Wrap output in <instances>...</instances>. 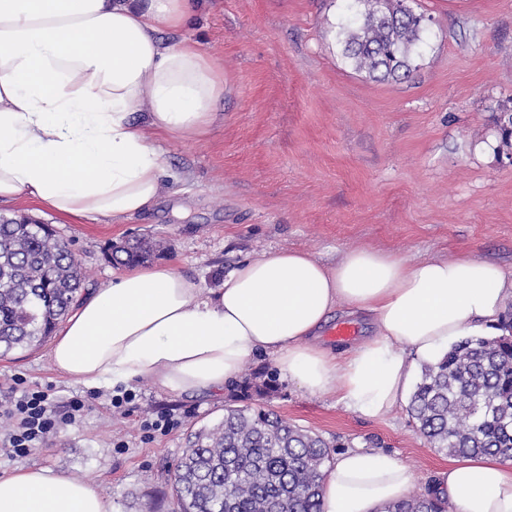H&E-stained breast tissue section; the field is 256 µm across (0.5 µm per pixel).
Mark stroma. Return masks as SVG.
<instances>
[{
	"label": "stroma",
	"mask_w": 512,
	"mask_h": 512,
	"mask_svg": "<svg viewBox=\"0 0 512 512\" xmlns=\"http://www.w3.org/2000/svg\"><path fill=\"white\" fill-rule=\"evenodd\" d=\"M428 17L416 69L398 80L356 72L338 32L351 0H202L181 38L224 67V98L209 135L160 143L163 192L151 210L121 221H65L27 198L0 216L50 225L74 253L83 291L121 268L113 248L166 239L150 257L218 287L237 262L301 249L327 262L372 246L411 261L472 255L512 272V161L499 154L498 107L512 108V0H410ZM52 386L92 407L27 457L0 451V475L19 466L93 481L112 512H176L172 471L191 430L228 406L261 404L288 423L339 441L375 446L412 470V490L433 487L448 455L421 437L406 407L372 419L346 411L336 393L313 396L256 355L223 397L135 384L139 410L110 405L113 388L59 375L47 346L0 357V399L12 376ZM274 380L268 394L258 387ZM167 412L180 425L143 438V418Z\"/></svg>",
	"instance_id": "obj_1"
}]
</instances>
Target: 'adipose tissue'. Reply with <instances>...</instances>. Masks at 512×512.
<instances>
[{"mask_svg":"<svg viewBox=\"0 0 512 512\" xmlns=\"http://www.w3.org/2000/svg\"><path fill=\"white\" fill-rule=\"evenodd\" d=\"M198 0H0V203L24 196L64 218L150 209L161 139L205 137L224 69L187 40H165ZM512 275L471 256L410 263L359 247L327 264L280 249L244 260L206 291L168 265L135 267L92 291L51 342L55 370L90 388L150 381L169 394L220 397L246 359L271 357L312 395L387 417L415 359L497 318ZM369 313L374 334L339 356L318 341L337 306ZM409 466L376 448L337 453L322 512H385L408 496ZM454 512H512V459L449 460L435 484ZM0 512H112L89 481L19 467L0 476Z\"/></svg>","mask_w":512,"mask_h":512,"instance_id":"1","label":"adipose tissue"}]
</instances>
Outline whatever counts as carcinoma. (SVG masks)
I'll list each match as a JSON object with an SVG mask.
<instances>
[{"instance_id":"obj_1","label":"carcinoma","mask_w":512,"mask_h":512,"mask_svg":"<svg viewBox=\"0 0 512 512\" xmlns=\"http://www.w3.org/2000/svg\"><path fill=\"white\" fill-rule=\"evenodd\" d=\"M353 29L341 28L343 54L373 79L415 65L428 18L406 15L400 0H356ZM166 248L137 242L121 252L136 265ZM83 274L68 244L45 224L0 218V357L42 344L77 302ZM502 334L468 337L421 367L408 413L416 431L453 456L512 452V320ZM331 445L261 406L228 407L224 419L190 433L173 471L179 512H321ZM432 491L386 512H450Z\"/></svg>"}]
</instances>
